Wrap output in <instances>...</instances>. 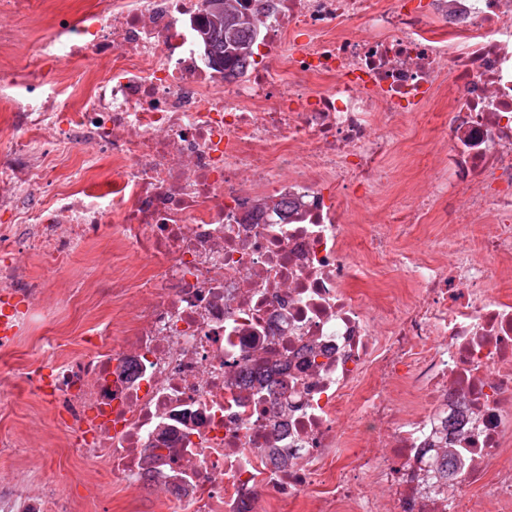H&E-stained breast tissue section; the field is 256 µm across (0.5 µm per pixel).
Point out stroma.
<instances>
[{"label":"stroma","instance_id":"1","mask_svg":"<svg viewBox=\"0 0 512 512\" xmlns=\"http://www.w3.org/2000/svg\"><path fill=\"white\" fill-rule=\"evenodd\" d=\"M440 131L437 123H415L404 131L401 146L387 160L398 188L376 202L371 210L358 214L359 226L379 220L384 211L400 201L403 188L422 178L419 161L427 157L429 145ZM111 276L112 269L107 265L102 282L80 290L78 300L67 306L61 304L54 292L45 294L43 306L58 312L47 333L61 343L59 355L49 354L35 336L0 352V373L15 379L14 387L0 394V434L25 435L31 441L29 448L19 452L0 450V484L23 483L36 489L52 483L69 498L72 512H184V504L163 500L149 486L130 490L111 481L106 465L90 467L74 454L68 424L35 391L37 375L48 373L55 358L84 357L86 333L99 321L111 317L112 303L103 292V282Z\"/></svg>","mask_w":512,"mask_h":512}]
</instances>
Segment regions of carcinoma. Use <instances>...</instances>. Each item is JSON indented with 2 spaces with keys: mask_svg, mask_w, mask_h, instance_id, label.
Segmentation results:
<instances>
[{
  "mask_svg": "<svg viewBox=\"0 0 512 512\" xmlns=\"http://www.w3.org/2000/svg\"><path fill=\"white\" fill-rule=\"evenodd\" d=\"M241 0H208V19L200 30L211 61L232 78L243 68L256 30Z\"/></svg>",
  "mask_w": 512,
  "mask_h": 512,
  "instance_id": "obj_1",
  "label": "carcinoma"
}]
</instances>
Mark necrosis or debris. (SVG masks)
I'll return each instance as SVG.
<instances>
[{"mask_svg": "<svg viewBox=\"0 0 512 512\" xmlns=\"http://www.w3.org/2000/svg\"><path fill=\"white\" fill-rule=\"evenodd\" d=\"M244 6L251 67L228 80L200 44L207 0H0V291L27 298L20 329L47 286L21 256L80 288L99 270L73 272V248L108 236L148 270L107 290L129 324L95 328L38 393L84 459L191 512H267L271 494L512 512V0ZM438 107L422 187L356 261L353 209ZM391 272L389 299L352 293ZM0 512L69 507L4 485Z\"/></svg>", "mask_w": 512, "mask_h": 512, "instance_id": "necrosis-or-debris-1", "label": "necrosis or debris"}]
</instances>
